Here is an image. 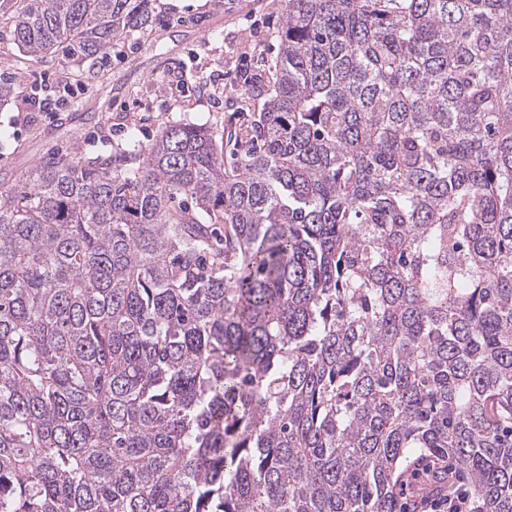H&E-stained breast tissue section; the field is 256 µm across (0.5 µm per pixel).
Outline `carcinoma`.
<instances>
[{
  "mask_svg": "<svg viewBox=\"0 0 512 512\" xmlns=\"http://www.w3.org/2000/svg\"><path fill=\"white\" fill-rule=\"evenodd\" d=\"M153 18L9 22L85 62ZM277 38L232 162L174 123L0 190V512H395L413 448L512 512V0H282Z\"/></svg>",
  "mask_w": 512,
  "mask_h": 512,
  "instance_id": "1",
  "label": "carcinoma"
}]
</instances>
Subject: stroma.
I'll return each mask as SVG.
<instances>
[{
    "mask_svg": "<svg viewBox=\"0 0 512 512\" xmlns=\"http://www.w3.org/2000/svg\"><path fill=\"white\" fill-rule=\"evenodd\" d=\"M0 0V186L16 185L47 152L110 155L149 143L168 123L220 132L260 111L243 80L267 85L276 59L280 0H157L156 23L98 55L93 75L64 52L24 55Z\"/></svg>",
    "mask_w": 512,
    "mask_h": 512,
    "instance_id": "obj_1",
    "label": "stroma"
}]
</instances>
